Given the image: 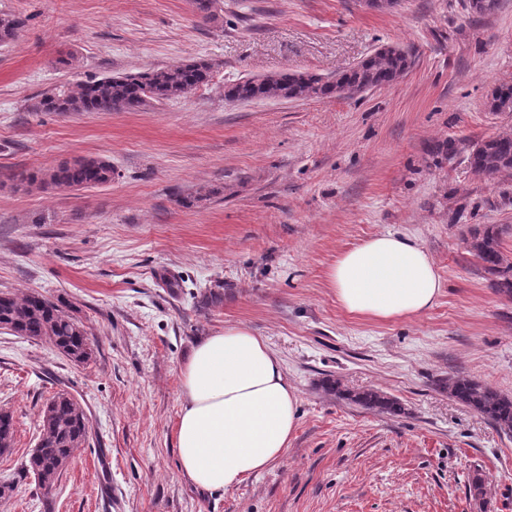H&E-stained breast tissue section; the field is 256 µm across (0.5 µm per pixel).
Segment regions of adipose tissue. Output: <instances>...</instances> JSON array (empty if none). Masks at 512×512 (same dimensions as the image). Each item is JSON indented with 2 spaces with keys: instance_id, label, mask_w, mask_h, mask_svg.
I'll return each instance as SVG.
<instances>
[{
  "instance_id": "ef3b65f1",
  "label": "adipose tissue",
  "mask_w": 512,
  "mask_h": 512,
  "mask_svg": "<svg viewBox=\"0 0 512 512\" xmlns=\"http://www.w3.org/2000/svg\"><path fill=\"white\" fill-rule=\"evenodd\" d=\"M327 282L348 314L374 321L421 316L443 288L426 248L390 231L339 251ZM180 375L176 443L188 481L225 491L286 455L297 390L265 338L243 324L225 326L195 341Z\"/></svg>"
}]
</instances>
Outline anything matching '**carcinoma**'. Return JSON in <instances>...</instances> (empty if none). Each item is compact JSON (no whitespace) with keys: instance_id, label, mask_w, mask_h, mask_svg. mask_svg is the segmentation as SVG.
Returning <instances> with one entry per match:
<instances>
[{"instance_id":"carcinoma-1","label":"carcinoma","mask_w":512,"mask_h":512,"mask_svg":"<svg viewBox=\"0 0 512 512\" xmlns=\"http://www.w3.org/2000/svg\"><path fill=\"white\" fill-rule=\"evenodd\" d=\"M499 0H466L462 6L474 15L494 12ZM21 26L19 18L0 15V42L13 40ZM412 57L399 46L371 55L365 61L345 69L334 77L309 72H280L258 77H243L224 87V98L249 103L261 100H303L312 97H352L361 88H381L407 73ZM216 63L195 60L162 68L148 69L133 75L94 78L74 87L60 89L43 96L37 109L41 112H131L152 103L185 97L207 85ZM491 110L512 107V86L493 89L488 101ZM472 171L480 176L512 175V132L476 143L469 156ZM112 165L98 158H84L39 174H20L18 181L26 187H53L60 190L103 185L112 181ZM502 229L488 224L472 233L470 248L485 272L493 277L492 286L512 294V260L501 250ZM0 325L14 335L26 338L47 337L61 354L77 363L92 357L87 350L88 331L81 321L58 304L39 294L17 297L0 293ZM328 392L354 404L380 413L400 415L404 407L398 399L378 390L351 391L334 379L325 381ZM448 393L496 424L506 433L512 432V398L465 375L448 378ZM41 420L39 444L34 448L26 470L44 488H50L62 469L58 463H69L73 451L88 436V419L82 404L62 390L50 399Z\"/></svg>"}]
</instances>
